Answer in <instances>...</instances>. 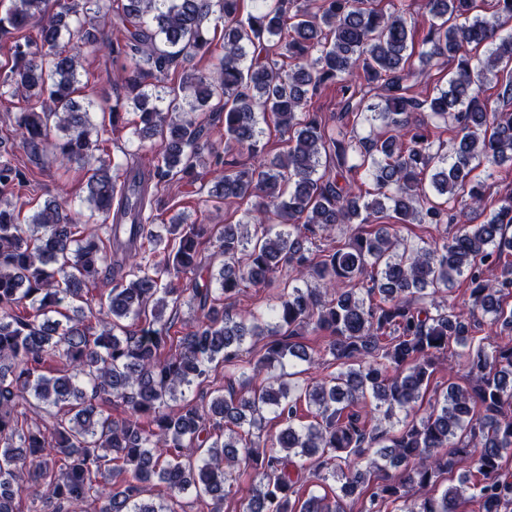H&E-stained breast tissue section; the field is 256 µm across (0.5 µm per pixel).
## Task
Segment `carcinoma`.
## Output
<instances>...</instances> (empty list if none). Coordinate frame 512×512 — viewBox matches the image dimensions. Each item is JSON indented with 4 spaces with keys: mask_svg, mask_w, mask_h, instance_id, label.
Returning <instances> with one entry per match:
<instances>
[{
    "mask_svg": "<svg viewBox=\"0 0 512 512\" xmlns=\"http://www.w3.org/2000/svg\"><path fill=\"white\" fill-rule=\"evenodd\" d=\"M251 2L244 15V0H64L47 17L46 0H9L0 14L12 58L0 101L25 102L13 132L81 165L84 201L116 242L64 198L23 213L32 179L0 154V512H19L32 483L34 512H179L188 493L223 512L242 466L255 478L242 512H344L363 492V512H384L414 485L431 493L403 512H512V345L470 334L485 317L512 333V193L489 207L471 177L512 161V0L483 16L477 0H426L420 63L443 57L451 72L422 98L407 85L410 0H389L388 13L375 0ZM112 18L124 29L113 80L127 97L100 106L97 123L78 100L80 69L90 29ZM197 56L215 59L209 73L182 67ZM490 76L502 80L497 107L482 88ZM326 84L352 126L380 131L329 126L313 110ZM261 117L287 151L260 145ZM448 122L444 152L431 128ZM120 127L154 153L149 177L103 156ZM204 173L199 215L165 217L159 191ZM234 200L250 203L238 223H206L209 203ZM389 209L395 224H432L439 237L364 229ZM334 231L344 243L324 246ZM285 269L263 315L224 309ZM460 280L467 309L445 307ZM184 307L189 327L178 325ZM310 327L329 333L327 373L304 378ZM455 346L467 386L448 385L418 414ZM53 357L62 368L48 375ZM218 367L239 371L241 388H210ZM455 469L457 483L438 490ZM155 479L163 492L144 498ZM312 480L323 493L300 497Z\"/></svg>",
    "mask_w": 512,
    "mask_h": 512,
    "instance_id": "obj_1",
    "label": "carcinoma"
}]
</instances>
